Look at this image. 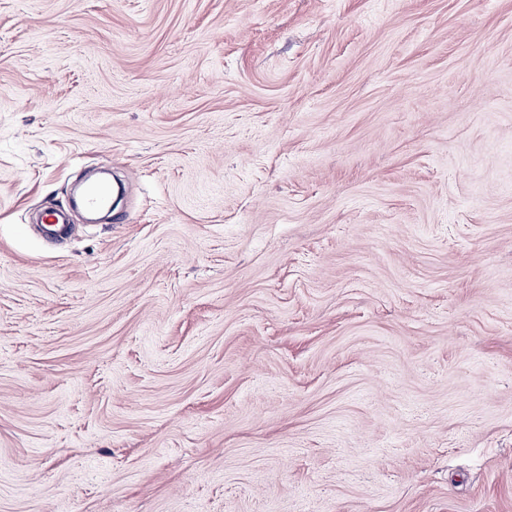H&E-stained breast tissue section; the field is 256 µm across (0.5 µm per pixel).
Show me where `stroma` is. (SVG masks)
I'll return each mask as SVG.
<instances>
[{
  "label": "stroma",
  "instance_id": "obj_1",
  "mask_svg": "<svg viewBox=\"0 0 512 512\" xmlns=\"http://www.w3.org/2000/svg\"><path fill=\"white\" fill-rule=\"evenodd\" d=\"M0 512H512V0H0Z\"/></svg>",
  "mask_w": 512,
  "mask_h": 512
}]
</instances>
